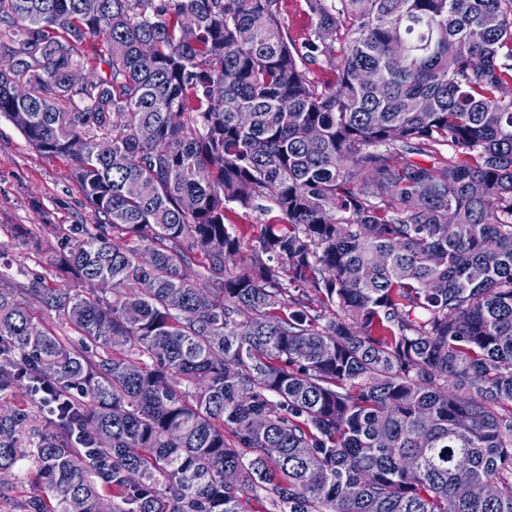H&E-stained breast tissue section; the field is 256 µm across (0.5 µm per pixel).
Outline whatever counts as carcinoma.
I'll return each instance as SVG.
<instances>
[{"instance_id": "cac0c4a2", "label": "carcinoma", "mask_w": 512, "mask_h": 512, "mask_svg": "<svg viewBox=\"0 0 512 512\" xmlns=\"http://www.w3.org/2000/svg\"><path fill=\"white\" fill-rule=\"evenodd\" d=\"M304 2L0 0V116L97 218L11 225L80 284L0 286L18 512H512V0ZM282 18L293 40L301 43L312 27L311 19L303 12V0H283ZM228 208L229 209L226 211L225 223L240 224L245 225V227H249L250 224H267L272 221L274 216L277 215L276 212L266 213L257 209L248 210L234 204H230Z\"/></svg>"}]
</instances>
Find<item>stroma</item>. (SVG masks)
Here are the masks:
<instances>
[{"label":"stroma","instance_id":"stroma-1","mask_svg":"<svg viewBox=\"0 0 512 512\" xmlns=\"http://www.w3.org/2000/svg\"><path fill=\"white\" fill-rule=\"evenodd\" d=\"M87 224L96 222L85 206L68 164L40 156L6 119L0 118V272L12 287L28 276L53 277L56 240L39 249L18 245L14 224Z\"/></svg>","mask_w":512,"mask_h":512}]
</instances>
